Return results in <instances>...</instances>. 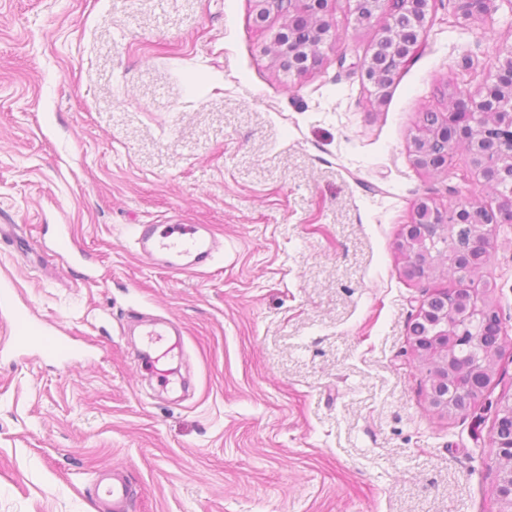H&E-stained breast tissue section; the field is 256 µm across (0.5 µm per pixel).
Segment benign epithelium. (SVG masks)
Listing matches in <instances>:
<instances>
[{
  "label": "benign epithelium",
  "instance_id": "7a95c632",
  "mask_svg": "<svg viewBox=\"0 0 512 512\" xmlns=\"http://www.w3.org/2000/svg\"><path fill=\"white\" fill-rule=\"evenodd\" d=\"M260 20L270 13L284 19L267 51L273 54L279 68L289 75H299L315 67L320 45L336 39L325 19L329 0H255ZM456 15L468 20L490 11L491 0H454ZM436 0H354L353 13L357 23L367 24L375 12L384 9L387 23L377 40V50L363 60L365 80L373 87L377 100L399 71L414 57L419 47L426 16ZM410 21L413 37L402 38L397 23ZM309 32L306 42L296 41L299 29ZM448 146L443 152L432 150L434 141ZM414 157L418 166L440 169L447 163L453 149L462 145L469 153L472 171L485 182L502 187L496 211L485 207L456 206L441 208L428 199L419 201L412 223L401 233L400 250L408 258L407 272L427 275L442 257H448L453 269L468 274L471 253L492 254L497 227L512 224V56L498 66L495 79L478 97L454 98L448 116L433 131L418 129L413 137ZM450 224H478L480 230L464 247L448 235ZM477 288H462L435 294L422 303L417 314L421 334L413 338L415 350L431 361V401L447 410L460 409V381H468L470 399L477 398L489 385L493 369L489 355L481 353L467 365L458 363L454 350L459 338L481 346L480 336L487 327L504 335L500 318L485 316V305L476 300ZM499 460L500 478L497 497L498 512H512V439L493 440Z\"/></svg>",
  "mask_w": 512,
  "mask_h": 512
}]
</instances>
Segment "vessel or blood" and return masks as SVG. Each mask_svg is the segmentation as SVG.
<instances>
[{
    "mask_svg": "<svg viewBox=\"0 0 512 512\" xmlns=\"http://www.w3.org/2000/svg\"><path fill=\"white\" fill-rule=\"evenodd\" d=\"M139 253L147 261L159 264L169 272L180 274L209 259L217 243L208 229L200 224H143L136 238ZM149 350L146 363L150 371H158L180 351L179 343L164 341L157 328L146 332ZM101 499L111 501L112 512H123L122 505L130 491L120 476L101 479L97 484Z\"/></svg>",
    "mask_w": 512,
    "mask_h": 512,
    "instance_id": "1",
    "label": "vessel or blood"
}]
</instances>
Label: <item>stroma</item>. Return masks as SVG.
<instances>
[{"label":"stroma","instance_id":"35a3bbf8","mask_svg":"<svg viewBox=\"0 0 512 512\" xmlns=\"http://www.w3.org/2000/svg\"><path fill=\"white\" fill-rule=\"evenodd\" d=\"M456 18L437 0L377 102L361 62L386 22L330 0L335 44L283 74V24L254 0H0V512H495L497 411L512 402V224L470 282L505 329L490 386L435 408L418 306L457 275L409 277L398 247L424 198L495 208L415 165L422 112L478 95L512 55V0ZM142 224H203L220 248L174 276ZM71 361L13 343L11 308ZM183 330L160 379L134 313ZM97 493L101 499L112 501L113 512H123L122 504L130 495L124 479L112 473V477L103 478L97 484Z\"/></svg>","mask_w":512,"mask_h":512}]
</instances>
